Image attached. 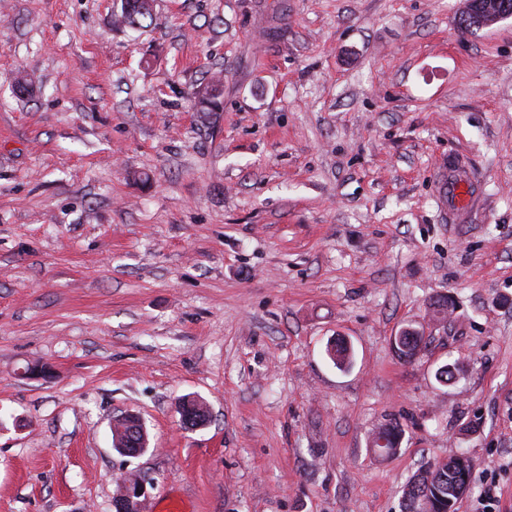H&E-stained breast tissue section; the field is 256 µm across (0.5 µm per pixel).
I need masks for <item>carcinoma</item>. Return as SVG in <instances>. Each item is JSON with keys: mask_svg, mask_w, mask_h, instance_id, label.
Segmentation results:
<instances>
[{"mask_svg": "<svg viewBox=\"0 0 512 512\" xmlns=\"http://www.w3.org/2000/svg\"><path fill=\"white\" fill-rule=\"evenodd\" d=\"M155 20L152 0H121L117 22L128 28L150 27ZM220 79L198 87L195 100L199 111L220 110ZM326 353L336 368L345 370L352 365V347L343 339L328 343ZM182 424L204 425L209 421L204 404L196 400L182 405ZM403 430L391 423L373 433L369 451L376 457L394 454L400 447ZM470 464L463 456H451L446 462H436L415 475L404 487V512H456V504L469 490Z\"/></svg>", "mask_w": 512, "mask_h": 512, "instance_id": "carcinoma-1", "label": "carcinoma"}]
</instances>
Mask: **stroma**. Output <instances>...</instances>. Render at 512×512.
Wrapping results in <instances>:
<instances>
[{"instance_id":"35a3bbf8","label":"stroma","mask_w":512,"mask_h":512,"mask_svg":"<svg viewBox=\"0 0 512 512\" xmlns=\"http://www.w3.org/2000/svg\"><path fill=\"white\" fill-rule=\"evenodd\" d=\"M463 9L156 0L143 31L114 0H0V512H115L123 472L147 512H402L456 454V512L490 485L512 512V19L464 33ZM444 156L481 185L460 224ZM124 413L143 455L112 448ZM220 79H214L211 84L198 87L195 91V100L200 112H217L220 110L219 88ZM326 353L336 368L345 370L351 367L353 361L352 347L343 339L330 341L326 347ZM402 438L403 430L397 424L382 425L373 433L369 442V451L376 457L392 455L400 447Z\"/></svg>"}]
</instances>
